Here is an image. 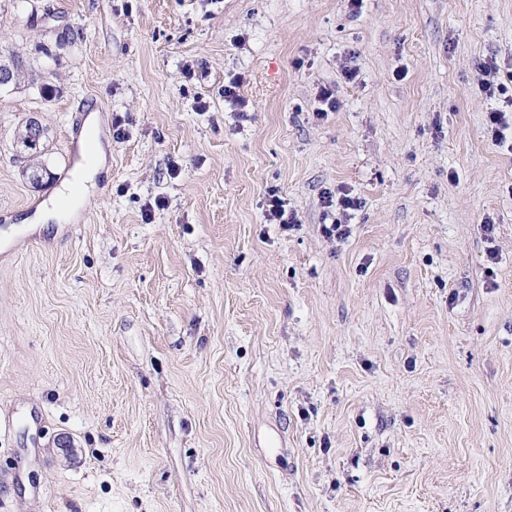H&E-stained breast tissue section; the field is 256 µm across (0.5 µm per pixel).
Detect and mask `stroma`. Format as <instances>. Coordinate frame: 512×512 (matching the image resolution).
Instances as JSON below:
<instances>
[{"label": "stroma", "instance_id": "stroma-1", "mask_svg": "<svg viewBox=\"0 0 512 512\" xmlns=\"http://www.w3.org/2000/svg\"><path fill=\"white\" fill-rule=\"evenodd\" d=\"M1 48L52 93L0 90V512H512V0H0ZM502 108L505 109H496L490 114V121L495 125L491 129V137L496 145L504 147L508 141L506 131L510 129V144L507 146V149L512 152V99L511 101H506V105ZM507 112H510V122L506 117ZM88 134H92L96 142L95 162L92 166L87 168L78 169L76 171V178L80 184V188L88 191L94 185L96 175L103 169L105 150L104 146L99 139V125L96 117L90 116L85 126L83 139H86ZM28 136L22 137L25 135L26 132V124L24 126V129H19L17 134L15 135L14 139H18L14 143L15 147V154L18 159L25 158V155L27 153V158H32L30 165L26 166V171L37 169L40 171H45L47 173V168L42 162H39L38 158L41 157L42 149H43V143H41V138L45 135V130L42 127V125L35 119H32L28 123ZM22 137V138H21ZM41 139L37 144L33 143L29 147H27V144L30 143L33 140H39ZM37 161V162H35ZM72 194L71 183L64 185L53 198L43 204L32 218H29L30 223L47 225L49 224L48 221L52 219H61L66 204L70 212L73 213L79 206L80 201L72 199ZM268 209L266 213V223L279 224L283 229L288 230L290 227L297 224V220L294 214L288 215L287 219H284L286 210L282 199L278 196L271 195L268 201Z\"/></svg>", "mask_w": 512, "mask_h": 512}]
</instances>
